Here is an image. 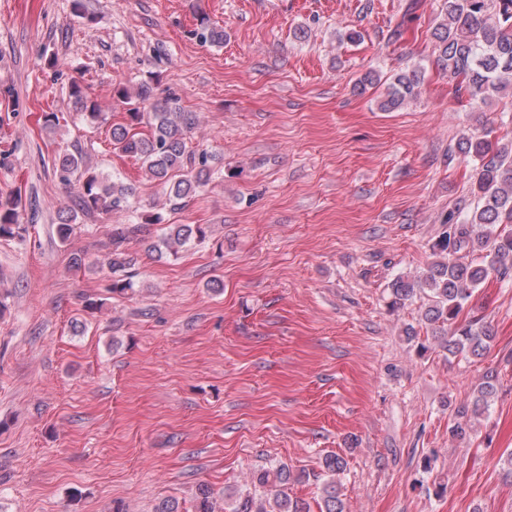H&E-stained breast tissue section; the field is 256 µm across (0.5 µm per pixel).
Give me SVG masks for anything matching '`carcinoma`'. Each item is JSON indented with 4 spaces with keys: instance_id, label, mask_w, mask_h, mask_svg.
Masks as SVG:
<instances>
[{
    "instance_id": "obj_1",
    "label": "carcinoma",
    "mask_w": 512,
    "mask_h": 512,
    "mask_svg": "<svg viewBox=\"0 0 512 512\" xmlns=\"http://www.w3.org/2000/svg\"><path fill=\"white\" fill-rule=\"evenodd\" d=\"M436 65L456 82L455 93L480 105L512 86V0H444L441 20L433 28ZM200 42L224 44V29L201 19L196 31ZM423 77L419 67L396 74L385 89L380 110L394 112L417 97ZM119 95L135 99L125 122L112 126V146L137 158L151 179L162 186L169 200L193 196L214 173L216 155L187 149L186 139L197 125L196 113L184 109L178 97H158L155 85L143 82L135 93L124 89ZM70 96L91 123L102 119L99 105L88 98L81 82L70 85ZM460 155L478 162L474 195L476 207L466 215H449L432 244L435 260L420 276H398L391 283L392 305H403L427 290L432 303L422 318L438 330L452 328L446 349L452 355L481 358L490 347L489 330L474 322L458 323L473 291L491 275L512 273V145L490 138V132L464 134L456 142ZM61 180L79 184L77 208L83 213L113 211L124 207L132 188L108 180L86 166L83 154L64 151L54 162ZM20 197L0 200V238L21 239L28 225L20 223ZM141 231L139 224L112 226V253L106 265L112 278L109 289L116 295L134 291V258L124 244ZM206 237L201 224H167L161 243L173 255L193 241ZM498 391V375L486 372L468 402L456 412L450 433L463 438L471 420L482 416ZM346 460L330 454L321 461L320 512H344L338 475ZM296 479L285 465L260 467L250 474L245 488L219 504L212 488L196 486L194 512H310L305 502L289 494Z\"/></svg>"
}]
</instances>
